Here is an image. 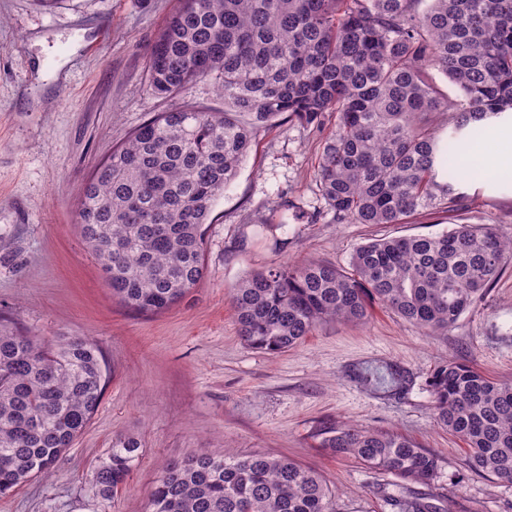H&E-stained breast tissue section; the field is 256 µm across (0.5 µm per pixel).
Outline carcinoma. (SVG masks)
Masks as SVG:
<instances>
[{"label":"carcinoma","mask_w":512,"mask_h":512,"mask_svg":"<svg viewBox=\"0 0 512 512\" xmlns=\"http://www.w3.org/2000/svg\"><path fill=\"white\" fill-rule=\"evenodd\" d=\"M458 92L441 97L431 71ZM154 92L175 99L200 79L222 112L174 103L133 132L82 189L78 227L112 292L131 310L170 309L205 277L204 233L215 199L257 136L285 120L326 127L314 179L338 223L410 224L463 214L472 198L440 171L487 122L512 112V0H182L148 54ZM450 112L448 137L432 114ZM512 256L486 224L436 235L374 239L350 271L288 263L234 286L243 341L269 354L321 322H362L378 301L426 330L446 329ZM106 364L91 341L49 346L0 316V494L49 475L97 410ZM429 387L437 423L467 445L469 468L512 484V383L455 361ZM320 446L406 482L437 459L411 440L349 424L319 429ZM141 441L119 436L94 470L118 495ZM145 512H337L314 472L265 453L199 451L168 466Z\"/></svg>","instance_id":"cac0c4a2"}]
</instances>
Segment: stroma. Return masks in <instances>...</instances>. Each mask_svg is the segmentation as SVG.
Masks as SVG:
<instances>
[{"instance_id":"stroma-1","label":"stroma","mask_w":512,"mask_h":512,"mask_svg":"<svg viewBox=\"0 0 512 512\" xmlns=\"http://www.w3.org/2000/svg\"><path fill=\"white\" fill-rule=\"evenodd\" d=\"M180 0H0V312L45 343L78 336L102 350L100 405L51 475L0 496V512H144L171 462L205 449L263 452L318 472L338 512H397L416 492L442 512H512V485L472 472L465 443L437 424L429 377L443 362L512 382V258L491 288L444 332H430L376 303L367 322L320 323L302 343L268 354L241 339L231 288L251 273L295 261L349 269L361 244L437 234L451 220L337 224L313 178L324 135L297 122L260 133L204 225L206 275L168 311L143 316L112 296L77 222L84 183L133 130L166 111L153 91L148 51ZM474 202L460 221L499 220L512 238V177L470 175ZM321 212L298 224L292 209ZM395 365L398 391L361 383L368 366ZM349 422L404 436L438 460L428 482L407 484L320 447V427ZM144 448L118 497L93 486L94 467L117 436Z\"/></svg>"}]
</instances>
